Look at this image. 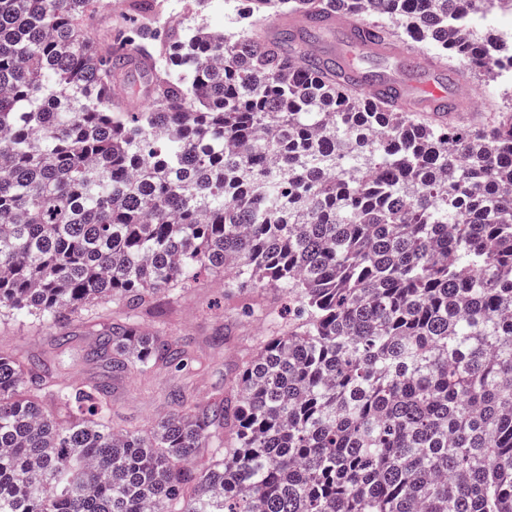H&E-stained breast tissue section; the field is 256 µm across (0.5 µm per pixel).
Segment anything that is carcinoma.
I'll return each instance as SVG.
<instances>
[{
    "mask_svg": "<svg viewBox=\"0 0 512 512\" xmlns=\"http://www.w3.org/2000/svg\"><path fill=\"white\" fill-rule=\"evenodd\" d=\"M245 2L227 38L126 0L102 44L100 0H0V314L82 322L102 369L0 352V512H512V109L398 112L258 28L340 9L512 70V0ZM133 56L150 105L115 112ZM204 272L291 312L231 385L116 419V381L202 366L139 313Z\"/></svg>",
    "mask_w": 512,
    "mask_h": 512,
    "instance_id": "cac0c4a2",
    "label": "carcinoma"
}]
</instances>
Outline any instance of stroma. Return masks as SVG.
Listing matches in <instances>:
<instances>
[{
  "label": "stroma",
  "mask_w": 512,
  "mask_h": 512,
  "mask_svg": "<svg viewBox=\"0 0 512 512\" xmlns=\"http://www.w3.org/2000/svg\"><path fill=\"white\" fill-rule=\"evenodd\" d=\"M241 0H207L201 15L189 17L188 25L207 23L224 30L225 34L239 31L244 21L240 13ZM463 92L470 108L479 116L488 117L507 105L495 83L486 76L467 75ZM163 321L174 336L188 343L209 359L207 369L194 376L164 370L150 378L131 377L119 384L112 395L117 412L143 425L165 414L168 396L184 384H193L199 396H207L214 387L230 384L236 375L241 357L251 353L255 339L263 333L266 323L259 316H243L235 302L225 300L220 279H209L204 287L184 292L172 302L145 314V324ZM73 336L70 349L61 366L62 373L77 381L94 372V365L84 362L85 351L92 342L79 323L40 326L28 321H0V350H26L41 353L50 350L54 337Z\"/></svg>",
  "instance_id": "35a3bbf8"
}]
</instances>
